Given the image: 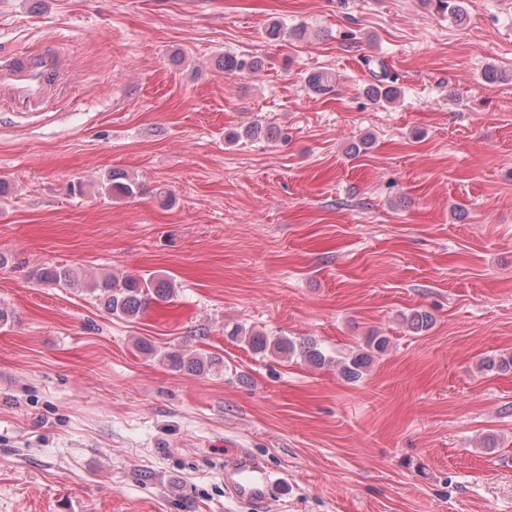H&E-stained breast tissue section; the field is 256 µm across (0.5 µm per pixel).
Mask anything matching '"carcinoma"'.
<instances>
[{"instance_id":"cac0c4a2","label":"carcinoma","mask_w":512,"mask_h":512,"mask_svg":"<svg viewBox=\"0 0 512 512\" xmlns=\"http://www.w3.org/2000/svg\"><path fill=\"white\" fill-rule=\"evenodd\" d=\"M427 4L434 7L437 13H448L460 21L463 19L464 11L461 0H427ZM259 60L255 57L245 55L224 56V70L229 73L251 72L257 69ZM334 82V76L328 71H322L309 77V85L320 91L330 90ZM366 97L376 104H390L398 98V90L393 86L391 76L386 71H381L376 82L365 89ZM110 189L116 194L134 196L139 190L136 182L124 178L120 174H112L108 178ZM37 279L43 283L54 285L70 286L75 282V273L66 267H46L36 273ZM89 291L96 294L104 309L117 317L133 319L151 301L166 300L174 293L172 284L165 280L151 279L144 276L127 275L122 279L115 277L105 278L101 281H94ZM404 322L416 333L425 332L431 328L433 317L426 311L417 310L411 315L403 316ZM233 338L245 339L251 349L265 355L292 356L300 354L307 362L314 366H325L331 364V359L325 354L322 348L313 341L296 343L288 337L272 338L262 331H247L239 326L228 332ZM390 345L388 337L374 334L365 340V347L352 354L341 367V373L352 380L363 376L377 354L385 353ZM165 359L171 366L178 369H187L199 375L206 374L212 368L220 364V359L214 356L195 357L183 353H169Z\"/></svg>"}]
</instances>
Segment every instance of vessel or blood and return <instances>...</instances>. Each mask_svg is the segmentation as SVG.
I'll list each match as a JSON object with an SVG mask.
<instances>
[{"label":"vessel or blood","mask_w":512,"mask_h":512,"mask_svg":"<svg viewBox=\"0 0 512 512\" xmlns=\"http://www.w3.org/2000/svg\"><path fill=\"white\" fill-rule=\"evenodd\" d=\"M65 55L52 42L38 52L0 59V101L20 112L42 110L63 90ZM224 484L237 501L265 506L277 494L269 468L245 450L224 461Z\"/></svg>","instance_id":"b4317fda"}]
</instances>
